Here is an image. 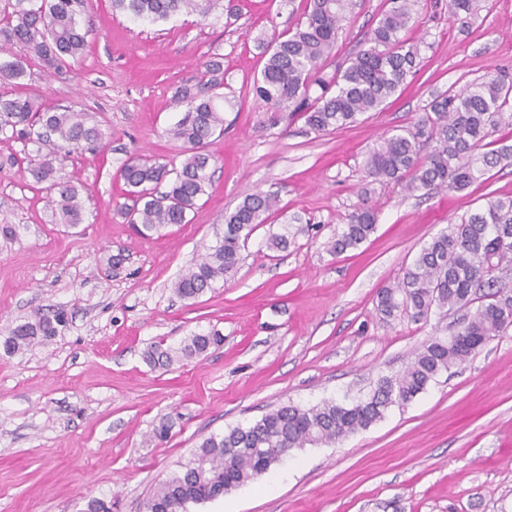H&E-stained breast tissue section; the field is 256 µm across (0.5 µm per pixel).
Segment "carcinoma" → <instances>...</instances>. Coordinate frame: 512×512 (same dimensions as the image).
Masks as SVG:
<instances>
[{"mask_svg":"<svg viewBox=\"0 0 512 512\" xmlns=\"http://www.w3.org/2000/svg\"><path fill=\"white\" fill-rule=\"evenodd\" d=\"M220 0H112V10L135 19L156 22L181 13L203 18ZM347 0H305L295 27L274 33L266 46V62L254 77L255 94L278 110L298 113L317 133L351 125L367 112H380L418 65L419 48L401 39L414 19L415 0H391L366 35L364 47L330 76L327 62L336 56V38ZM81 0H4L0 8V54L20 44L56 75L67 71L87 47L89 29L81 21ZM479 0H448L449 18L466 22L477 14ZM220 64L205 65L195 88H181L175 101L184 116L169 130L185 156L180 168L169 169L147 155L129 158L119 177L132 201L120 212L144 236L162 234L187 217L212 186L215 156L209 145L224 134V97ZM27 75V59L0 60V80L19 84ZM320 93L311 95L312 87ZM512 130V80L490 74L459 92L433 96L422 118L411 129L386 133L371 148L364 171L368 184H395L409 193L432 190L461 192L490 169L512 158V146L487 149V139L502 128ZM23 139L53 140L63 150L96 153L108 133L87 122L69 107L48 108L28 96L0 95V132ZM46 183V199L58 220L82 223L84 204L74 182L43 158L29 169ZM278 205L275 192L251 194L224 217V236L200 261L191 264L174 283V292L192 299L234 275L241 249L256 227L270 219ZM375 212L359 208L348 215L331 250L339 254L355 248L374 232ZM305 231L294 216L284 231L270 236L268 247L285 251ZM512 197L490 200L462 217L426 243L403 276L377 295V311L384 318L398 314L413 321L432 310L460 313L462 327L455 336L431 338L421 345L400 371L382 377L365 397L351 404L325 400L308 408L282 406L260 420L212 434L199 446L185 470L154 490L147 512H188V505L218 498L254 481L289 451L307 445L334 444L382 420L394 406L402 407L441 372L512 327ZM475 312H470L472 305ZM65 323L60 314L37 313L16 325L3 342L4 351L17 353L48 344ZM221 341L214 332L195 335L177 351L154 345L146 358L169 363L191 359Z\"/></svg>","mask_w":512,"mask_h":512,"instance_id":"obj_1","label":"carcinoma"}]
</instances>
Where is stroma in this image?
<instances>
[{
	"mask_svg": "<svg viewBox=\"0 0 512 512\" xmlns=\"http://www.w3.org/2000/svg\"><path fill=\"white\" fill-rule=\"evenodd\" d=\"M208 17L148 23L84 0L89 29L68 73L29 61L21 92L86 113L108 133L97 153L60 156L81 188L82 224H60L28 172L51 152L0 133V341L34 312H63L50 343L0 350V512H85L111 497L118 512H145L156 487L183 471L200 443L284 405L351 403L399 371L455 315L382 319L378 291L395 283L422 246L493 197H512V163L460 193L407 195L367 185L364 160L381 135L413 127L433 95L512 73V0H482L469 28L448 0H420L406 31L420 63L382 111L318 134L252 91L263 42L294 27L301 0H232ZM389 0H349L337 62L358 51ZM220 61L224 135L208 196L164 235L144 238L121 216L119 168L136 154L175 168L168 129L182 113L178 88ZM275 191L281 210L257 227L237 273L197 298L172 285L224 234V215L247 195ZM372 208L370 237L340 254L329 245L346 215ZM309 223L287 251L267 249L292 215ZM219 331L200 357L150 366L153 343L175 349ZM168 421L166 438L152 436ZM189 512H512V329L411 402L332 445L293 450L257 480Z\"/></svg>",
	"mask_w": 512,
	"mask_h": 512,
	"instance_id": "stroma-1",
	"label": "stroma"
}]
</instances>
